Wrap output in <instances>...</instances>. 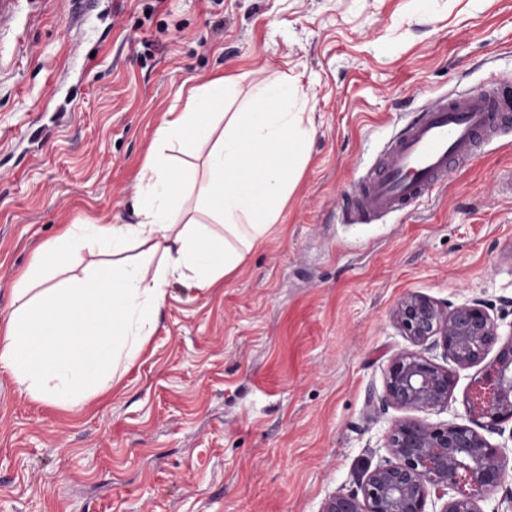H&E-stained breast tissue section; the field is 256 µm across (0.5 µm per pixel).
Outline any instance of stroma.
Returning <instances> with one entry per match:
<instances>
[{
    "instance_id": "1",
    "label": "stroma",
    "mask_w": 512,
    "mask_h": 512,
    "mask_svg": "<svg viewBox=\"0 0 512 512\" xmlns=\"http://www.w3.org/2000/svg\"><path fill=\"white\" fill-rule=\"evenodd\" d=\"M70 0L0 31V313L67 224L134 221L166 112L219 76H275L315 134L278 224L223 287L171 282L143 355L69 410L0 370V512H320L386 451L366 415L408 347L391 310L512 298V133L405 215L344 199L426 100L512 79V0Z\"/></svg>"
}]
</instances>
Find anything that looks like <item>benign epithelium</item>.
<instances>
[{
	"mask_svg": "<svg viewBox=\"0 0 512 512\" xmlns=\"http://www.w3.org/2000/svg\"><path fill=\"white\" fill-rule=\"evenodd\" d=\"M492 309L479 298L458 305L419 293L398 299L393 323L410 346L389 357L383 392L368 400L367 418L390 408L407 416L385 431L387 456L362 471L356 489L329 496L321 512H428L433 500L442 502L439 512H483L479 502L512 470L506 446L486 437L503 435L512 423V321L503 324ZM478 365L466 400L469 423L421 417L448 405L457 370Z\"/></svg>",
	"mask_w": 512,
	"mask_h": 512,
	"instance_id": "1",
	"label": "benign epithelium"
}]
</instances>
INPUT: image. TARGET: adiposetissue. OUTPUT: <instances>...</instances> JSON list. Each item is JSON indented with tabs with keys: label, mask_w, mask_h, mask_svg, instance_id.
<instances>
[{
	"label": "adipose tissue",
	"mask_w": 512,
	"mask_h": 512,
	"mask_svg": "<svg viewBox=\"0 0 512 512\" xmlns=\"http://www.w3.org/2000/svg\"><path fill=\"white\" fill-rule=\"evenodd\" d=\"M231 86L215 80L168 113L140 173L136 222L66 225L16 277V306L0 315V368L33 398L74 409L110 391L155 331L170 279L223 284L277 224L313 134L307 93L277 76L226 112ZM185 153L202 165L183 163ZM88 243L104 260L52 283Z\"/></svg>",
	"instance_id": "obj_1"
}]
</instances>
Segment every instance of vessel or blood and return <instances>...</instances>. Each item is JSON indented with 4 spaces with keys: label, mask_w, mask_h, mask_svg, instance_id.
Segmentation results:
<instances>
[{
    "label": "vessel or blood",
    "mask_w": 512,
    "mask_h": 512,
    "mask_svg": "<svg viewBox=\"0 0 512 512\" xmlns=\"http://www.w3.org/2000/svg\"><path fill=\"white\" fill-rule=\"evenodd\" d=\"M512 127V81L478 93H446L421 105L389 143L380 170L358 183L344 206L357 224L406 213L443 185L452 165L475 159L483 145Z\"/></svg>",
    "instance_id": "obj_1"
}]
</instances>
